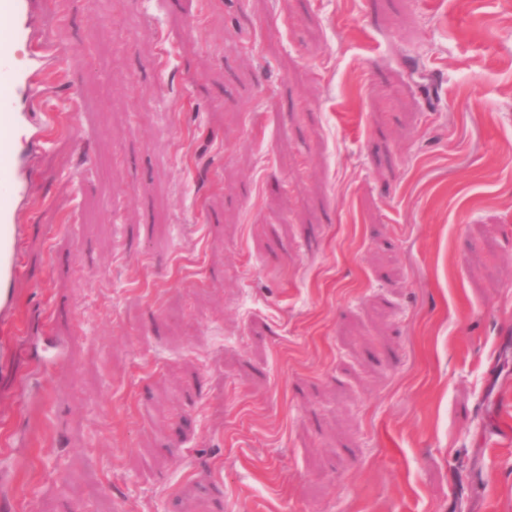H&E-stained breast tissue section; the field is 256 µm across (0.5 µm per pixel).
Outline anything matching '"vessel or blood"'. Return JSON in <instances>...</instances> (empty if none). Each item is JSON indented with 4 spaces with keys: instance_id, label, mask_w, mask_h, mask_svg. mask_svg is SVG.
<instances>
[{
    "instance_id": "vessel-or-blood-1",
    "label": "vessel or blood",
    "mask_w": 512,
    "mask_h": 512,
    "mask_svg": "<svg viewBox=\"0 0 512 512\" xmlns=\"http://www.w3.org/2000/svg\"><path fill=\"white\" fill-rule=\"evenodd\" d=\"M31 9L32 0H0V331L12 323V287L24 275V155L45 137L43 127L32 122L30 101L50 49L35 38Z\"/></svg>"
}]
</instances>
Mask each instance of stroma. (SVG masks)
Returning <instances> with one entry per match:
<instances>
[{
    "label": "stroma",
    "mask_w": 512,
    "mask_h": 512,
    "mask_svg": "<svg viewBox=\"0 0 512 512\" xmlns=\"http://www.w3.org/2000/svg\"><path fill=\"white\" fill-rule=\"evenodd\" d=\"M64 3L0 512H512V0Z\"/></svg>",
    "instance_id": "35a3bbf8"
}]
</instances>
